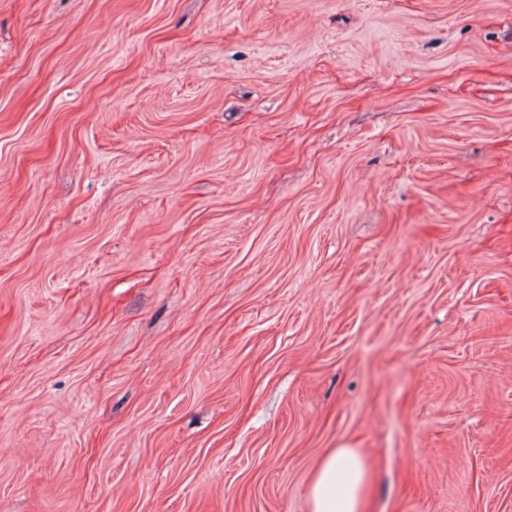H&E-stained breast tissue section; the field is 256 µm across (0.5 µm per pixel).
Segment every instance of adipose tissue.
Wrapping results in <instances>:
<instances>
[{"mask_svg": "<svg viewBox=\"0 0 512 512\" xmlns=\"http://www.w3.org/2000/svg\"><path fill=\"white\" fill-rule=\"evenodd\" d=\"M372 491L369 466L358 449H332L315 469L308 512H368Z\"/></svg>", "mask_w": 512, "mask_h": 512, "instance_id": "adipose-tissue-1", "label": "adipose tissue"}]
</instances>
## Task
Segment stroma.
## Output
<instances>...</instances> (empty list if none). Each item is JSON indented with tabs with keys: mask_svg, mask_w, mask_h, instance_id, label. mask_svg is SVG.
I'll return each instance as SVG.
<instances>
[{
	"mask_svg": "<svg viewBox=\"0 0 512 512\" xmlns=\"http://www.w3.org/2000/svg\"><path fill=\"white\" fill-rule=\"evenodd\" d=\"M512 512V0H0V512ZM369 466L358 449L333 448L315 469L307 498L309 512H368Z\"/></svg>",
	"mask_w": 512,
	"mask_h": 512,
	"instance_id": "obj_1",
	"label": "stroma"
}]
</instances>
